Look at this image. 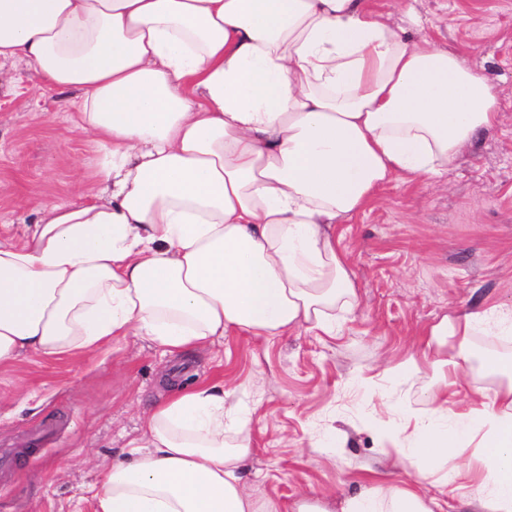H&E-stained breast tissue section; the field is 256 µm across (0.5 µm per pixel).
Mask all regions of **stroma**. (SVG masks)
Segmentation results:
<instances>
[{
  "mask_svg": "<svg viewBox=\"0 0 512 512\" xmlns=\"http://www.w3.org/2000/svg\"><path fill=\"white\" fill-rule=\"evenodd\" d=\"M370 0L407 36L464 54L495 88L499 124L440 178L393 177L336 226L358 294L336 335L299 329L265 339L231 332L202 350L169 353L130 335L88 356L35 353L0 367V512H93V489L140 435L143 410L168 382L221 383L252 411L257 452L243 466L254 496L351 494L392 469L381 436L429 407L425 384L391 368L443 315L512 310V0ZM68 94L23 59L0 67V224L23 232L38 204L98 189L101 154L68 120ZM394 411H379L381 399Z\"/></svg>",
  "mask_w": 512,
  "mask_h": 512,
  "instance_id": "stroma-1",
  "label": "stroma"
}]
</instances>
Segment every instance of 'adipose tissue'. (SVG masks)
Wrapping results in <instances>:
<instances>
[{"label":"adipose tissue","instance_id":"ef3b65f1","mask_svg":"<svg viewBox=\"0 0 512 512\" xmlns=\"http://www.w3.org/2000/svg\"><path fill=\"white\" fill-rule=\"evenodd\" d=\"M18 59L75 92L72 122L103 158L92 199L0 237V366L132 333L173 351L232 330L335 335L357 303L337 222L392 175L442 176L500 110L459 52L410 41L368 0H0V66ZM497 314L443 316L394 368L435 403L394 438L396 464L423 466L414 483L258 501L241 476L249 413L201 385L144 413L94 512H434L427 481L512 512V362L484 360L492 397L448 408ZM473 442L481 467L448 468Z\"/></svg>","mask_w":512,"mask_h":512}]
</instances>
